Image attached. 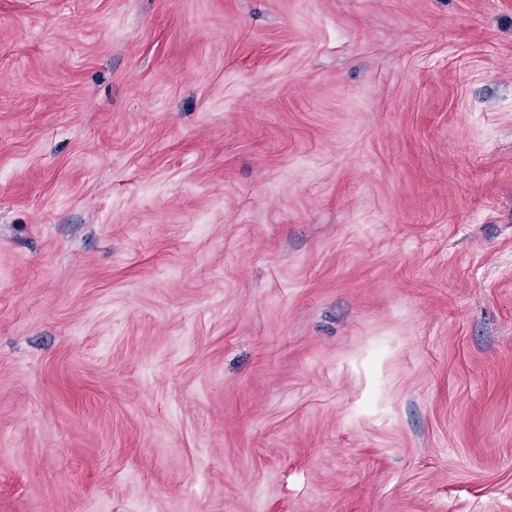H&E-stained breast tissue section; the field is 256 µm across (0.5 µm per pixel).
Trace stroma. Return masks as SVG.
Segmentation results:
<instances>
[{
	"instance_id": "stroma-1",
	"label": "stroma",
	"mask_w": 512,
	"mask_h": 512,
	"mask_svg": "<svg viewBox=\"0 0 512 512\" xmlns=\"http://www.w3.org/2000/svg\"><path fill=\"white\" fill-rule=\"evenodd\" d=\"M0 512H512V0H0Z\"/></svg>"
}]
</instances>
